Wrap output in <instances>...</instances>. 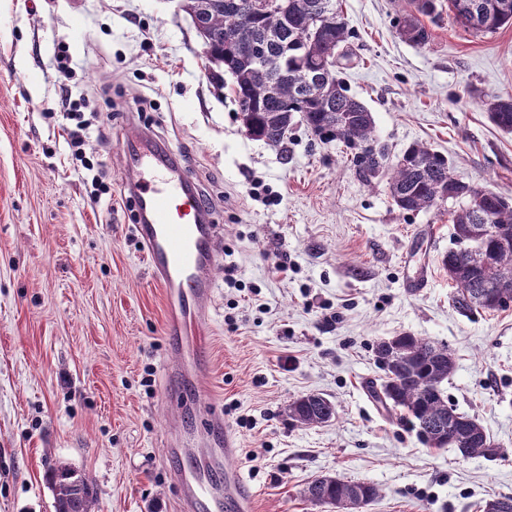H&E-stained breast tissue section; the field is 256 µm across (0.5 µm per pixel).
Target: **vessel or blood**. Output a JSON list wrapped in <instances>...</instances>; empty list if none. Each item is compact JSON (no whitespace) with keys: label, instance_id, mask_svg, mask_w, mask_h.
Segmentation results:
<instances>
[{"label":"vessel or blood","instance_id":"b4317fda","mask_svg":"<svg viewBox=\"0 0 512 512\" xmlns=\"http://www.w3.org/2000/svg\"><path fill=\"white\" fill-rule=\"evenodd\" d=\"M124 151L131 171L124 189L135 204L134 230L170 307L167 335L178 361L171 388L178 392L211 368L202 337L186 330L206 317L223 255L222 236L218 225L208 222L209 207L169 149L142 134L130 137ZM209 433L217 447L210 449L206 464L184 478L187 512H251L253 495L240 471L228 465L237 448L223 417H211Z\"/></svg>","mask_w":512,"mask_h":512}]
</instances>
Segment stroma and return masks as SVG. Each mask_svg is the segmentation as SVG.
I'll list each match as a JSON object with an SVG mask.
<instances>
[{"label":"stroma","instance_id":"1","mask_svg":"<svg viewBox=\"0 0 512 512\" xmlns=\"http://www.w3.org/2000/svg\"><path fill=\"white\" fill-rule=\"evenodd\" d=\"M406 8L342 0L353 56L338 77L392 155L431 145L460 180L512 197V133L482 104L512 95V25L476 35L444 14L417 46L397 32ZM206 63L180 0H0V512H55L57 463L86 475L95 512H185L168 438L214 413L239 439L254 512H325L303 497L321 475L375 484L363 512H484L512 497V306L454 308L441 259L455 201L400 211L386 178L363 182L342 142L300 123L283 152L249 138ZM70 94L98 113L85 149L112 193L97 202L67 145ZM133 127L178 152L238 267L240 288L212 301L195 394L166 379L168 302L124 192ZM256 181L275 202L251 197ZM405 333L453 351L444 394L505 455L427 447L372 400L375 347ZM311 393L335 405L332 421L292 422L289 404Z\"/></svg>","mask_w":512,"mask_h":512}]
</instances>
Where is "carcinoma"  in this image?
Masks as SVG:
<instances>
[{
	"instance_id": "cac0c4a2",
	"label": "carcinoma",
	"mask_w": 512,
	"mask_h": 512,
	"mask_svg": "<svg viewBox=\"0 0 512 512\" xmlns=\"http://www.w3.org/2000/svg\"><path fill=\"white\" fill-rule=\"evenodd\" d=\"M210 3L204 23L208 51V79L224 87V75L232 78L237 114L246 135L283 149L294 120L305 124L324 140H340L349 149L350 167L364 181L390 173V196L399 210L416 213L439 204L440 198L459 202L449 213L453 230L471 224H492L512 231V197L459 180L448 159L428 145L415 143L392 162L387 148L375 134L370 109L350 95L337 78L340 60L349 57L352 32L340 0H288L285 11L256 8L262 0H206ZM411 8L398 22L405 40L422 46L429 32L420 17L432 16L436 0H409ZM454 22L474 34L493 33L512 24V0H448ZM262 46L269 67L260 68L242 48ZM322 71L321 80L309 85L298 76ZM490 120L512 132V96L489 95L484 100ZM493 255V270L512 275V240L489 237L484 242ZM443 269L455 288L454 306L462 313L494 312L479 301L495 277L474 275L471 257L465 253L443 255ZM402 350L399 363L383 368L385 376L371 391L373 400L386 411L404 410L422 431L420 438L431 448L448 444L464 457H492L501 452L484 427L460 415L448 405L441 384L455 369V358L445 345L427 338L402 334L393 337ZM289 417L300 425H318L336 415L333 403L307 394L288 407ZM55 496V512H94L93 489L87 478L59 464L49 469ZM364 488L371 502L379 495L376 485L344 481L329 476L314 478L303 495L314 506L341 500L356 488Z\"/></svg>"
}]
</instances>
